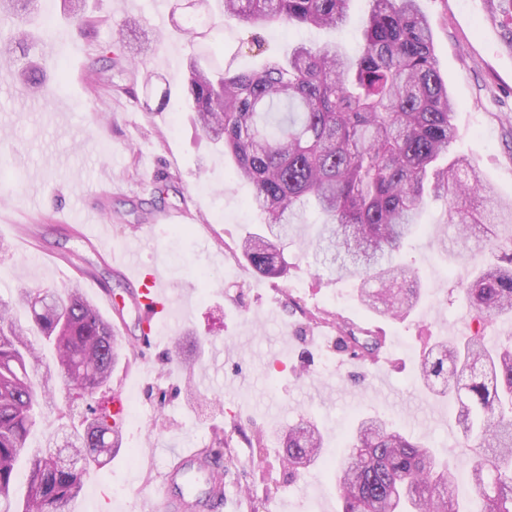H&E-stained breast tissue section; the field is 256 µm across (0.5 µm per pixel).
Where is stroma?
Instances as JSON below:
<instances>
[{"label": "stroma", "instance_id": "1", "mask_svg": "<svg viewBox=\"0 0 512 512\" xmlns=\"http://www.w3.org/2000/svg\"><path fill=\"white\" fill-rule=\"evenodd\" d=\"M434 35L438 67L456 104L459 138L452 153L471 158L496 199L512 201V18L492 0H419ZM174 0H87L89 32L71 36L64 0H40L38 15L55 35L53 54L33 40L26 58L5 53L6 67L46 70L41 92L22 82L0 85V300L26 321L13 299L21 288L62 289L79 284L122 340L141 336L139 287L113 265L103 242L158 267L171 303L149 349H124L109 388L96 399L111 406L121 393L127 406L117 456L82 476L83 512H146L158 495L171 448H203L210 427L238 417L266 434L263 452L235 438L224 461V512H340L336 476L327 462L344 452L352 421L379 414L426 439L436 453L463 464L456 412L428 397L414 368L438 340L469 333L462 280L485 256L465 260L437 248L438 234L455 235L442 202H428L424 229L403 250L418 269L427 296L418 309L389 320L363 307L354 285L315 270L304 242L319 217L306 211L301 238L288 247V279L258 275L238 245L259 218L250 206L253 187L231 177L232 162L198 130L187 106L181 73L201 56L203 38L175 30ZM368 0H351L342 29L293 26L267 36V56L297 43L339 42L355 56L363 41ZM134 27L121 31L125 21ZM252 28L228 21L221 64L233 70L258 62ZM125 40L144 45L135 64L99 69L102 47ZM166 184L167 195L156 186ZM105 215L101 224L73 227L86 206ZM154 233L139 238L138 225ZM106 285L100 294L98 285ZM335 318L386 338V355L371 363L336 353L330 327L306 330V312ZM182 354L171 358L173 345ZM46 409L44 427L28 439L32 449L63 447L84 416L66 406L63 386ZM318 421L324 461L287 479L279 468L280 436L299 415ZM274 464L269 496L253 497L258 455Z\"/></svg>", "mask_w": 512, "mask_h": 512}]
</instances>
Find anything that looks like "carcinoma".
Instances as JSON below:
<instances>
[{"label": "carcinoma", "mask_w": 512, "mask_h": 512, "mask_svg": "<svg viewBox=\"0 0 512 512\" xmlns=\"http://www.w3.org/2000/svg\"><path fill=\"white\" fill-rule=\"evenodd\" d=\"M351 0H204L183 20L224 37V21L260 27L301 25L336 29ZM359 56L347 59L334 42L292 47L262 68L204 69L186 65L185 93L202 132L224 146L235 177L253 185L251 206L263 224L242 239L241 256L257 273L288 276L284 256L303 208L320 214L312 256L336 282H354L359 301L400 319L422 300L419 277L400 259L406 240L422 228L418 218L429 198L444 200L454 243L489 251L490 261L462 290L473 317L488 322L512 317V239L488 240V226L512 222V203L487 206L493 192L468 158H448L458 132L454 102L440 75L431 26L418 0H370ZM34 0H0V17L16 27L9 52L28 51L22 28ZM70 28L83 34V0H68ZM28 323L10 316L0 301V512H67L82 491L80 463L99 461L121 447L112 412L91 404L112 380L119 339L79 285L19 291ZM53 346L56 368L36 384L38 355L32 338ZM385 337L336 322V352L376 361ZM61 378L67 402L86 403L90 418L70 448L75 462L56 465L45 455L29 460L26 497L14 496L16 466L37 426L36 411ZM416 382L457 410L465 466L474 497L456 495L459 469L378 415L356 418L347 452L334 459L342 512H512V343H492L476 331L461 342H438L420 356ZM263 446V434H247L233 418L212 426L211 454L234 437ZM288 473L321 460L324 435L311 417L288 426Z\"/></svg>", "instance_id": "carcinoma-1"}]
</instances>
